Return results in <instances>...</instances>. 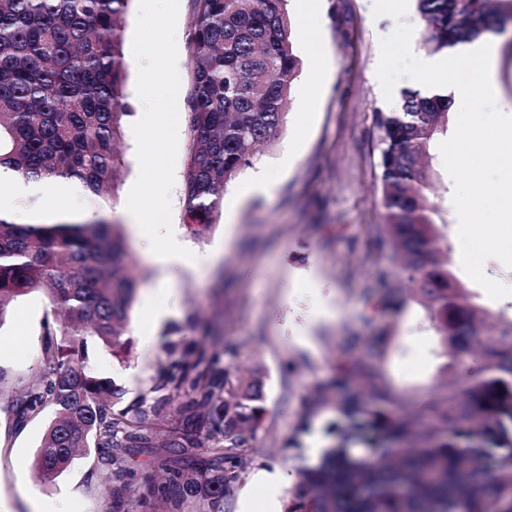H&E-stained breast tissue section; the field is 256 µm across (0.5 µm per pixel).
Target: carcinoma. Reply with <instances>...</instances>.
<instances>
[{"label": "carcinoma", "mask_w": 512, "mask_h": 512, "mask_svg": "<svg viewBox=\"0 0 512 512\" xmlns=\"http://www.w3.org/2000/svg\"><path fill=\"white\" fill-rule=\"evenodd\" d=\"M284 0H191L186 48L183 203L199 235L212 224L226 186L252 165L286 123L300 71ZM427 50L444 53L512 25V0H415ZM129 0H0V167L26 182L62 179L97 200L112 199L122 175L116 154L131 115L123 54ZM446 98L404 93L397 112H379L381 205L408 279L461 363L478 365L448 393L425 426L387 411L390 393L359 365L336 366V447L315 465L293 448L287 512H512V321L482 340L488 310L448 269L446 226L424 193L427 147L448 130ZM138 287L119 224H16L0 216V317L14 299L44 292L57 326L47 330L38 371L15 396L16 422L54 411L34 467L57 477L76 450L94 447L114 498L131 485L127 448L164 447L156 498L178 509L197 499L224 512L259 449L266 412L263 381L236 383L235 347L191 351L162 376L144 403L112 411V381L92 374L87 337L118 345ZM63 340L57 346L54 337ZM181 396L179 422L151 427V416ZM215 440L200 439L201 431ZM206 456L203 466L192 457Z\"/></svg>", "instance_id": "obj_1"}]
</instances>
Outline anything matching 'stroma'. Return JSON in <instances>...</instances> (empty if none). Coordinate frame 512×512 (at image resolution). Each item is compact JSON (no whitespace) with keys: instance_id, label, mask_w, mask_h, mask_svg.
I'll return each mask as SVG.
<instances>
[{"instance_id":"35a3bbf8","label":"stroma","mask_w":512,"mask_h":512,"mask_svg":"<svg viewBox=\"0 0 512 512\" xmlns=\"http://www.w3.org/2000/svg\"><path fill=\"white\" fill-rule=\"evenodd\" d=\"M373 10L374 0H324L316 45L327 63L323 87L309 93L306 74H299L285 129L236 178L241 184L252 169H263L274 186L271 195L238 203L233 226L219 217L203 234L189 237L200 255L225 242L220 263L198 272L172 267V290L159 289L156 267L144 259L138 238L127 235L139 276L127 333L115 348L87 340L91 371L120 389V409L153 402L160 374L192 348L236 344L239 377L258 375L264 384L266 413L255 440V470L273 465L291 470L285 448L304 414L326 446L334 445L325 429L336 418L331 380L337 360H358L372 372L394 397L390 411L427 417L465 371L446 355L422 298L400 270L398 254L376 244L383 232L376 115L392 109L376 78L380 42L403 23L414 30L413 53H425L426 24L412 8L400 21L374 16ZM190 22L189 0H164L156 9L145 0H130L123 51L133 113L122 124L123 176L108 205L93 203L76 188L70 206L88 221L120 210L142 172L161 155L176 177L160 204L167 223L183 224L186 126L169 128L162 114L150 112L145 71L157 50L174 45L177 64L163 78L188 89L190 64L179 35ZM292 141L298 149L288 159L284 150ZM426 153V194L440 205L443 218L453 221V182L438 144ZM312 278L323 284L322 293L310 288ZM388 290L393 303L372 311L378 294ZM170 306L177 311L173 318L146 315L147 309ZM52 318L47 298L36 291L12 301L0 319V372L6 377L0 386V502L10 512H26L19 489L24 483L41 499L64 498L66 512H145L142 502L160 479L157 464L165 448L127 449L124 460L136 480L117 502L99 478L92 447L53 480L35 475L34 460L53 412L44 409L19 425L13 400L42 360L45 324Z\"/></svg>"}]
</instances>
